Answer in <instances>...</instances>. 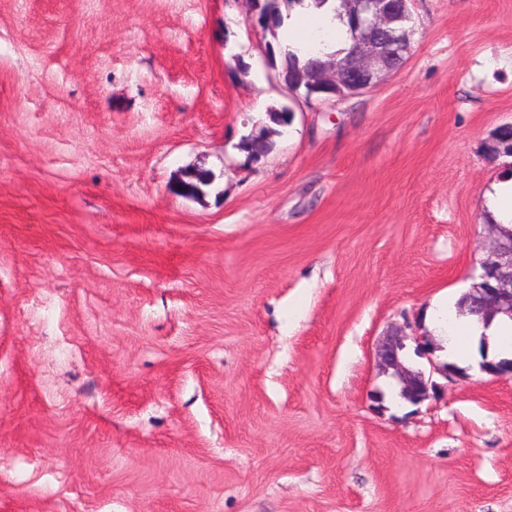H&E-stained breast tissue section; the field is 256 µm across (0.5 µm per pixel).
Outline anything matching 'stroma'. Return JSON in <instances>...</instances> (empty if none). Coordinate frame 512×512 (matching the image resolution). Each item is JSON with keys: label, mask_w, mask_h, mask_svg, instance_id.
I'll list each match as a JSON object with an SVG mask.
<instances>
[{"label": "stroma", "mask_w": 512, "mask_h": 512, "mask_svg": "<svg viewBox=\"0 0 512 512\" xmlns=\"http://www.w3.org/2000/svg\"><path fill=\"white\" fill-rule=\"evenodd\" d=\"M411 12L308 103L247 0H0V512H512V378L397 404L375 355L446 364L512 174V0Z\"/></svg>", "instance_id": "stroma-1"}]
</instances>
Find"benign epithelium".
Segmentation results:
<instances>
[{
  "instance_id": "7a95c632",
  "label": "benign epithelium",
  "mask_w": 512,
  "mask_h": 512,
  "mask_svg": "<svg viewBox=\"0 0 512 512\" xmlns=\"http://www.w3.org/2000/svg\"><path fill=\"white\" fill-rule=\"evenodd\" d=\"M348 19L356 34L353 54L339 62L318 57L297 78L283 76L287 89L299 94L305 84V97L321 102L343 100L346 89L359 95L378 85L390 72L403 65L411 51L410 5L413 0H346ZM489 251L479 262L478 281L471 287L468 310L487 325L502 315L512 320V230L499 224H486ZM403 335L395 329L382 338L376 349L378 366L393 371L401 396L418 404L436 395L438 384L418 369L405 366ZM481 371L492 376H512V359L486 361Z\"/></svg>"
}]
</instances>
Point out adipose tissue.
Segmentation results:
<instances>
[{
    "instance_id": "obj_1",
    "label": "adipose tissue",
    "mask_w": 512,
    "mask_h": 512,
    "mask_svg": "<svg viewBox=\"0 0 512 512\" xmlns=\"http://www.w3.org/2000/svg\"><path fill=\"white\" fill-rule=\"evenodd\" d=\"M317 29L323 33L321 52L343 49L350 42L348 30L336 19L332 5L317 9L307 4L297 8L284 21V48L296 53L300 59H307L308 41L304 34ZM430 328L443 338L446 352L451 357L466 359L469 340L482 335L490 339L488 357L502 360L512 355V320L504 316L496 317L486 326L464 317L447 316L445 310L440 308L433 312Z\"/></svg>"
}]
</instances>
